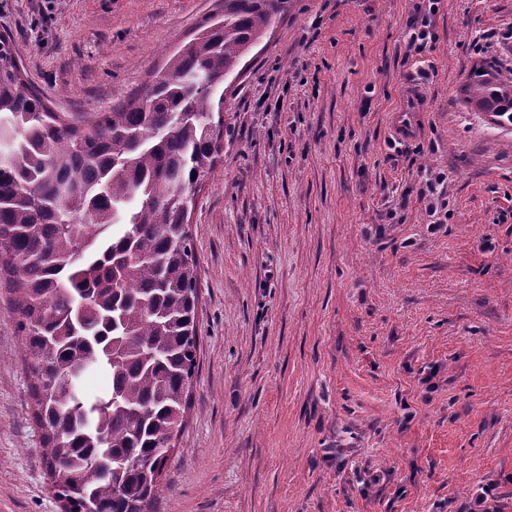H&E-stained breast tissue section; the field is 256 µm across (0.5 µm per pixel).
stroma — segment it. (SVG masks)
<instances>
[{"instance_id": "35a3bbf8", "label": "stroma", "mask_w": 512, "mask_h": 512, "mask_svg": "<svg viewBox=\"0 0 512 512\" xmlns=\"http://www.w3.org/2000/svg\"><path fill=\"white\" fill-rule=\"evenodd\" d=\"M224 0H0L58 112H108ZM290 0L226 80L195 194L199 359L155 512H512V124L466 105L512 69V0ZM483 51H476L475 41ZM418 92L425 125L395 141ZM444 173L435 193L427 178ZM0 291V512H62ZM439 0H429V14L433 15L437 11V4ZM426 18L425 21L418 24L412 23L409 26V38L407 41L409 51L415 54H422L427 51L429 44L433 42L435 35L431 30V17ZM390 131L399 139L408 140L417 137L424 125V112H421L413 95L405 97L388 117Z\"/></svg>"}]
</instances>
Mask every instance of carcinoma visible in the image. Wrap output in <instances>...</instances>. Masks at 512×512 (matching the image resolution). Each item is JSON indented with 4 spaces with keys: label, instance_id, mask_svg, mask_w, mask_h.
Returning <instances> with one entry per match:
<instances>
[{
    "label": "carcinoma",
    "instance_id": "1",
    "mask_svg": "<svg viewBox=\"0 0 512 512\" xmlns=\"http://www.w3.org/2000/svg\"><path fill=\"white\" fill-rule=\"evenodd\" d=\"M288 0L224 15L110 112L69 119L0 34V283L34 383L43 467L64 512H152L197 362L196 188L224 141V81ZM467 106L512 124V70ZM90 369L108 378L86 395Z\"/></svg>",
    "mask_w": 512,
    "mask_h": 512
}]
</instances>
